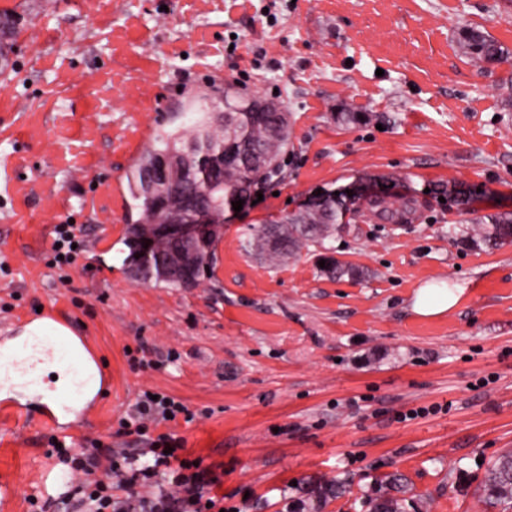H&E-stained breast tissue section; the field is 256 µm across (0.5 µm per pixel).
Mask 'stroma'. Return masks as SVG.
Wrapping results in <instances>:
<instances>
[{"label": "stroma", "mask_w": 512, "mask_h": 512, "mask_svg": "<svg viewBox=\"0 0 512 512\" xmlns=\"http://www.w3.org/2000/svg\"><path fill=\"white\" fill-rule=\"evenodd\" d=\"M3 11L20 25L0 75V337L53 311L88 336L112 386L65 432L0 414V512L64 493L51 440L125 447L118 420L148 389L193 412L170 429L223 468L229 512L315 498L318 512H367L395 474L403 512H500L480 485L512 451V241L488 249L459 232L512 212V0H0ZM467 29L506 62L480 72ZM228 84L286 109L282 172L225 215L199 287L131 280L137 155ZM340 112L365 119L344 125ZM459 185L474 190L465 211L449 197ZM352 188L416 206L403 224L361 212L275 266L244 249L248 228ZM61 224L83 248L60 269ZM324 255L357 276H330ZM433 279L463 294L422 318L414 294ZM140 355L150 366L132 368Z\"/></svg>", "instance_id": "obj_1"}]
</instances>
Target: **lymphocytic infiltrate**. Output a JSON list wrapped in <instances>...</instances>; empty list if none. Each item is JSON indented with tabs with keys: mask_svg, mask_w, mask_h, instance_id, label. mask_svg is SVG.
Instances as JSON below:
<instances>
[{
	"mask_svg": "<svg viewBox=\"0 0 512 512\" xmlns=\"http://www.w3.org/2000/svg\"><path fill=\"white\" fill-rule=\"evenodd\" d=\"M173 396L142 393L117 436H136V448H115L90 440L70 461L81 476L62 502L86 504L90 512H222L223 480L216 468L192 456L168 423L186 413Z\"/></svg>",
	"mask_w": 512,
	"mask_h": 512,
	"instance_id": "lymphocytic-infiltrate-1",
	"label": "lymphocytic infiltrate"
}]
</instances>
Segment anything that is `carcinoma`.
<instances>
[{"label": "carcinoma", "mask_w": 512, "mask_h": 512, "mask_svg": "<svg viewBox=\"0 0 512 512\" xmlns=\"http://www.w3.org/2000/svg\"><path fill=\"white\" fill-rule=\"evenodd\" d=\"M18 19L11 14L0 15V59L8 66V54L13 49ZM462 43L479 68L488 71L502 61L505 50L497 41L477 30H467ZM276 113L268 112L262 118L252 112L251 99L241 96L231 87L224 88L222 98L206 112L192 113L189 132L175 131L157 134L142 154L139 162L128 176L131 209L137 218L133 224H154L165 210L179 204L190 195L207 187L208 199L201 206L209 214L212 224L224 223V215L230 212L232 203L247 199L254 188L280 171L281 157L288 151L290 137L275 136L271 131ZM247 141L253 150L267 159L264 164L246 161L238 166L217 169L209 181L203 180L201 160L215 158L224 152L229 138ZM166 158L169 166V188L166 197H161L145 180V172L160 158ZM360 199L346 195L328 194L319 198L311 207L287 216L278 228L283 240L291 250H298L306 242L323 244L342 224H348L360 211ZM476 235L470 237L476 245L497 246L512 238V212L490 215L480 221ZM135 230L126 234L124 244L128 254L124 259L129 276L146 282L164 283L168 286L196 288L210 273L214 264L213 248H202L200 259L192 268L191 282L184 285L170 281L158 264V255L167 251L160 242L154 246L151 262L140 266L135 255L139 246L134 240ZM483 492L487 499L512 512V452L502 454L489 469Z\"/></svg>", "instance_id": "obj_1"}]
</instances>
